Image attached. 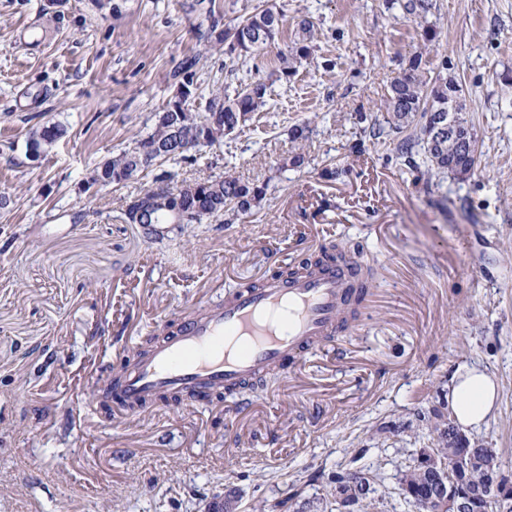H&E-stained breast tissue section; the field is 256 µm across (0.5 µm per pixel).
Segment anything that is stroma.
I'll use <instances>...</instances> for the list:
<instances>
[{"instance_id": "1", "label": "stroma", "mask_w": 512, "mask_h": 512, "mask_svg": "<svg viewBox=\"0 0 512 512\" xmlns=\"http://www.w3.org/2000/svg\"><path fill=\"white\" fill-rule=\"evenodd\" d=\"M403 3L0 0V512H207L230 490L237 512L285 499L332 512L328 475L360 469L376 488L361 512H411L399 478L438 445L432 411L453 423L448 383L465 365L495 376L499 402L459 433L512 476V84L496 76L512 68V0H435L424 20ZM262 5L283 15L275 43L229 63L206 54L193 106L260 81L266 107L188 160L91 183L152 132L209 8L235 23ZM304 19L312 54L286 80L279 57ZM416 54L420 80L464 85L481 144L467 180L425 186L383 128L381 101ZM37 123L64 134L34 162ZM296 126L309 131L298 167ZM227 171L268 186L229 223L150 240L123 214L161 173ZM338 243L368 265L365 307L348 333L253 385L248 404L223 395L118 423L98 409L93 383L173 319Z\"/></svg>"}]
</instances>
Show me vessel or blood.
I'll use <instances>...</instances> for the list:
<instances>
[{"mask_svg": "<svg viewBox=\"0 0 512 512\" xmlns=\"http://www.w3.org/2000/svg\"><path fill=\"white\" fill-rule=\"evenodd\" d=\"M366 297L339 260L286 280L265 279L260 288L180 319L108 380L101 400H118L122 416L130 417L163 395L204 398L218 389L245 394L270 368L335 340L345 327V310Z\"/></svg>", "mask_w": 512, "mask_h": 512, "instance_id": "1", "label": "vessel or blood"}]
</instances>
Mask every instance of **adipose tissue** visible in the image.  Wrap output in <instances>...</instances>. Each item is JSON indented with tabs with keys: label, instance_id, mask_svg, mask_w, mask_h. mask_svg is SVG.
Segmentation results:
<instances>
[{
	"label": "adipose tissue",
	"instance_id": "adipose-tissue-1",
	"mask_svg": "<svg viewBox=\"0 0 512 512\" xmlns=\"http://www.w3.org/2000/svg\"><path fill=\"white\" fill-rule=\"evenodd\" d=\"M498 386L491 374L474 367L458 369L448 384V404L454 419L465 427H478L492 416Z\"/></svg>",
	"mask_w": 512,
	"mask_h": 512
}]
</instances>
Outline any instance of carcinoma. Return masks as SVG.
<instances>
[{"label": "carcinoma", "instance_id": "obj_1", "mask_svg": "<svg viewBox=\"0 0 512 512\" xmlns=\"http://www.w3.org/2000/svg\"><path fill=\"white\" fill-rule=\"evenodd\" d=\"M435 8L434 0H406L404 9L410 15L425 19ZM206 29L198 32L204 52L224 51L229 61L255 57L261 50L275 42L282 23V15L271 9H261L245 21L227 24L221 12L210 9ZM314 25L308 21L299 24L298 38L291 49L281 55V75L288 79L297 73L298 65L311 55ZM201 61L200 53L184 56L171 78H191L193 90L199 86L194 78ZM422 55L410 59L404 73L394 78L389 85L383 109L387 113V124L398 132L410 127L412 132L397 144V151L406 158L408 166L418 170L415 148L424 150L428 169L424 172L426 183L448 173L466 178L477 171L480 155L479 140L471 124L464 116L465 91L462 82L455 78L439 77L427 86L419 81L416 72L420 68ZM266 86L260 82L247 85L234 97L221 91L211 94L205 111L197 112L192 104L166 107L156 114L154 128L147 137L136 141L135 146L103 162L93 170L91 181L102 184H120L132 174L146 170L161 161L180 158L189 159L180 147L196 145L201 138L206 146L221 144V140L209 136L210 126L217 122L231 134L248 121L247 115L260 111L265 105ZM61 137L55 125H43L32 130L27 139L29 151L41 153ZM267 185L249 182L230 173L184 180L172 184L168 194L154 202L148 223L200 224L210 218L224 215V208L246 214L266 196ZM321 261L319 255H309L299 265L277 271L275 277L286 278L310 270ZM439 447L430 449L428 458L418 459L400 479L401 491L408 505L418 512H432L428 502L442 496L448 485L445 472L435 461L470 453L473 448L448 429H440ZM335 491L348 498L366 499L375 492L373 477L361 471L338 472L329 477Z\"/></svg>", "mask_w": 512, "mask_h": 512}]
</instances>
